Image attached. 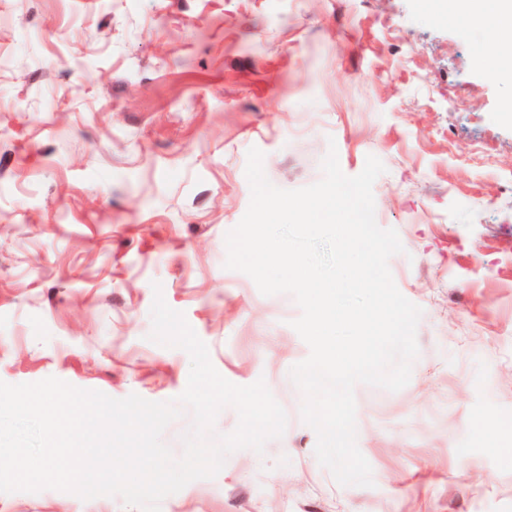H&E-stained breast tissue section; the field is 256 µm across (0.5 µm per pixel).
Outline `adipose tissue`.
Here are the masks:
<instances>
[{
  "label": "adipose tissue",
  "instance_id": "1",
  "mask_svg": "<svg viewBox=\"0 0 512 512\" xmlns=\"http://www.w3.org/2000/svg\"><path fill=\"white\" fill-rule=\"evenodd\" d=\"M441 16L461 15L483 24L489 41L481 60L502 76L512 75V56H502L498 47L512 43V0H435Z\"/></svg>",
  "mask_w": 512,
  "mask_h": 512
}]
</instances>
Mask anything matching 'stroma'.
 <instances>
[{
  "label": "stroma",
  "instance_id": "obj_1",
  "mask_svg": "<svg viewBox=\"0 0 512 512\" xmlns=\"http://www.w3.org/2000/svg\"><path fill=\"white\" fill-rule=\"evenodd\" d=\"M484 46L422 0H0V381L178 397L188 354L148 339L158 283L216 370L288 417L161 512H512V82ZM332 145L346 175L384 164L375 219L423 310L409 384L355 388L370 487L317 461L293 297L224 267L248 150L292 190ZM0 512L138 510L46 489Z\"/></svg>",
  "mask_w": 512,
  "mask_h": 512
}]
</instances>
